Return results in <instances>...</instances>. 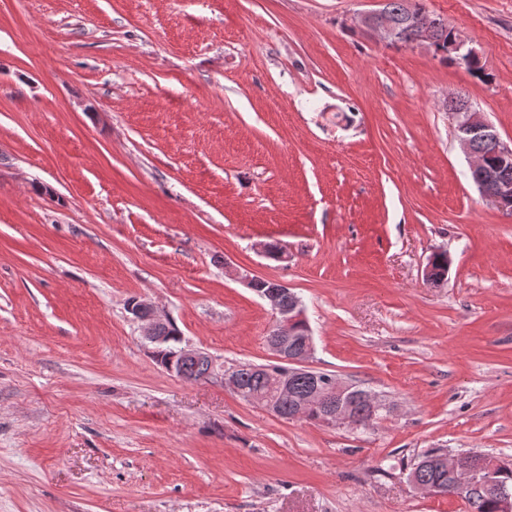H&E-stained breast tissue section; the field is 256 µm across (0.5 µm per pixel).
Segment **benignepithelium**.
Instances as JSON below:
<instances>
[{
	"instance_id": "7a95c632",
	"label": "benign epithelium",
	"mask_w": 512,
	"mask_h": 512,
	"mask_svg": "<svg viewBox=\"0 0 512 512\" xmlns=\"http://www.w3.org/2000/svg\"><path fill=\"white\" fill-rule=\"evenodd\" d=\"M377 2L380 8L358 15L354 18L353 24L370 32L384 43L399 39L400 32L389 20L385 9L386 0H377ZM409 24L419 33L415 44L426 50L433 49L432 29L426 16L412 14ZM475 53L477 50L468 46V40L461 35L448 44V54L460 60ZM448 108L456 115L455 137L471 159V169L476 172L475 184L498 208L505 209L512 204V182L500 178L497 169L477 159L473 153L472 144L478 139L490 142L494 147L495 156L503 167L512 166V145L504 143L495 127L471 104L462 102L458 97H452L448 99ZM244 283L264 299L277 314V320L267 338L269 350L275 359L283 364L282 374L276 376V387L279 391L286 392L288 383L294 379L308 378L314 382L313 387L298 400L294 412L288 415L287 419H300L307 411L316 410L324 412L321 423L326 426H352L349 412L343 408V402L359 393L360 389L351 382L334 375L326 376L307 366L313 351V337L298 296L281 282L277 283V287L270 289L258 287V280L254 278H246ZM286 294L292 298V303L285 306L282 303V297ZM130 312L140 322L144 338L150 343L157 342L158 326L164 323L165 319L159 315L155 305L138 299L130 306ZM300 326L305 328L306 338L301 346L288 347V337L294 335L295 330ZM185 363L206 365L209 379L216 375L215 364L210 356L190 346L182 347L178 354V362H170L167 371L186 381L188 377L184 373L183 364ZM438 466L455 478L456 487L460 491L466 492L482 485L491 463L487 460L471 462L460 455L450 454L439 458Z\"/></svg>"
}]
</instances>
